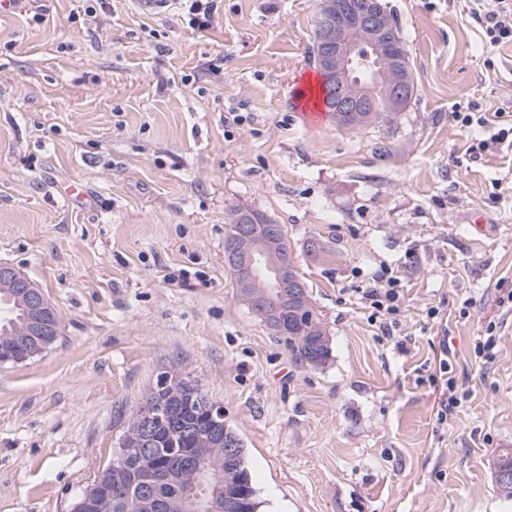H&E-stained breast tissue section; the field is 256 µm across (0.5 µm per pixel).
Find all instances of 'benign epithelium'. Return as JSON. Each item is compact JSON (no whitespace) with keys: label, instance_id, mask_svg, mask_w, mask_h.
Here are the masks:
<instances>
[{"label":"benign epithelium","instance_id":"1","mask_svg":"<svg viewBox=\"0 0 512 512\" xmlns=\"http://www.w3.org/2000/svg\"><path fill=\"white\" fill-rule=\"evenodd\" d=\"M317 22L322 46L316 63L329 86L327 111L339 119L340 126H358V113L374 111L376 96L383 95L391 111L401 112L413 95V83L393 35L395 24L386 0H318ZM233 232L224 238V263L235 277L237 288L252 313L260 316L278 333L279 313L306 310L310 304L308 287L296 273L293 261L278 240V228L264 212L240 206L233 213ZM0 284L22 302L24 317L16 343L21 356L0 349V362L22 360L41 353L57 336L58 317L42 288L17 268L0 264ZM169 415L168 407L157 400L145 402L135 417V434L113 453L110 469L120 473L133 458L144 463L154 456L153 424ZM193 468L208 479L200 454L187 452L179 466L142 471L140 493L136 500L118 496L112 500L113 512L146 509L157 512L163 505L155 502L153 487L159 477L181 481L185 470ZM186 500L202 512H223L217 497L203 498L193 488Z\"/></svg>","mask_w":512,"mask_h":512}]
</instances>
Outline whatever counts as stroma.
Listing matches in <instances>:
<instances>
[{"label": "stroma", "instance_id": "1", "mask_svg": "<svg viewBox=\"0 0 512 512\" xmlns=\"http://www.w3.org/2000/svg\"><path fill=\"white\" fill-rule=\"evenodd\" d=\"M318 0H20L0 14V263L55 305L56 343L0 363V512H70L166 372L242 439L263 512H512V44L464 0H389L414 94L390 124L310 120ZM80 182L93 208L58 193ZM282 224L330 337L320 367L237 296L228 210ZM328 253H308L310 239ZM400 279L394 339L359 299ZM494 336L492 360L475 350ZM469 398L448 420L440 360ZM497 483L508 498L512 497V451L500 454L495 461Z\"/></svg>", "mask_w": 512, "mask_h": 512}]
</instances>
